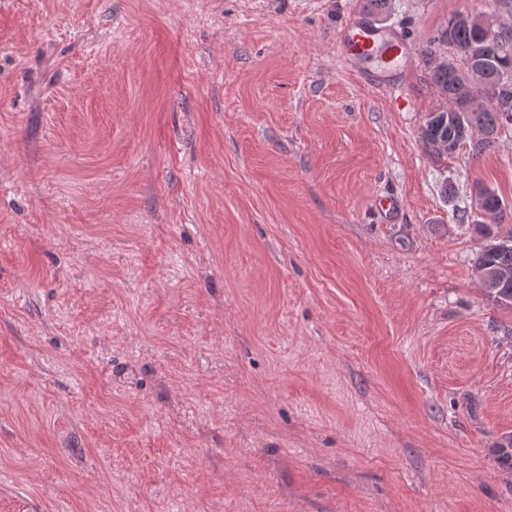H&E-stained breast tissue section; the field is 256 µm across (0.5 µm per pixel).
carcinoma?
Returning <instances> with one entry per match:
<instances>
[{
  "mask_svg": "<svg viewBox=\"0 0 512 512\" xmlns=\"http://www.w3.org/2000/svg\"><path fill=\"white\" fill-rule=\"evenodd\" d=\"M448 45L477 54L483 97L474 94L459 72L439 64L431 71L432 85L448 101L445 109L427 114L423 126V137L439 159L470 140L473 151L480 153L493 145L499 128L512 126V29L502 28L490 36L475 21L454 17L448 23ZM475 130L482 133L477 141L473 140ZM479 197L483 214L490 220L483 225L489 243L477 255L475 268L500 273L483 292L496 305L512 308V234L502 237L492 225L504 203L486 189Z\"/></svg>",
  "mask_w": 512,
  "mask_h": 512,
  "instance_id": "carcinoma-1",
  "label": "carcinoma"
}]
</instances>
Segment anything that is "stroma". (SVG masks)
Listing matches in <instances>:
<instances>
[{"label":"stroma","mask_w":512,"mask_h":512,"mask_svg":"<svg viewBox=\"0 0 512 512\" xmlns=\"http://www.w3.org/2000/svg\"><path fill=\"white\" fill-rule=\"evenodd\" d=\"M0 0V512H512V128L437 158L460 13L387 0ZM379 47H386L385 52L391 61L398 57L403 58L409 53L402 38L396 37L383 42L376 24L366 15L355 16L340 31L338 50L349 63L356 65L372 57ZM495 225L482 224L489 243L477 255L475 268L500 273L483 292L496 305L512 308V234L501 237L493 230Z\"/></svg>","instance_id":"stroma-1"}]
</instances>
